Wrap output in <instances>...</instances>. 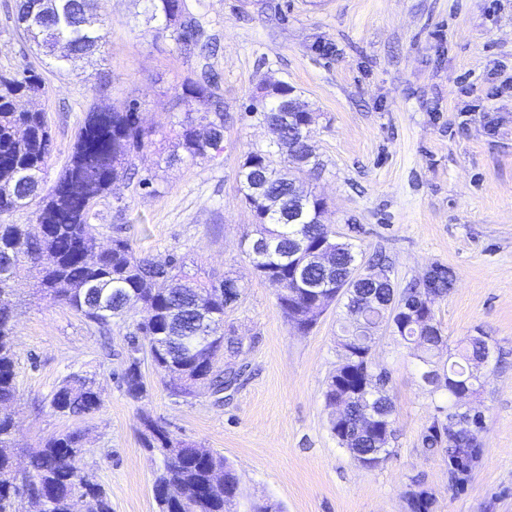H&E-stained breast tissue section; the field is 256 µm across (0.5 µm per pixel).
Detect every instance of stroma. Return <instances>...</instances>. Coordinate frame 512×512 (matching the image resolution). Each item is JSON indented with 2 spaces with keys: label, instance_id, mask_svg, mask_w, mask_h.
I'll list each match as a JSON object with an SVG mask.
<instances>
[{
  "label": "stroma",
  "instance_id": "1",
  "mask_svg": "<svg viewBox=\"0 0 512 512\" xmlns=\"http://www.w3.org/2000/svg\"><path fill=\"white\" fill-rule=\"evenodd\" d=\"M188 4L218 43L209 65L227 114L224 150L212 161L168 164L174 142L164 141L162 153L137 159V180L113 184L94 222L101 242L124 224L139 254L161 263L175 254L188 274L237 279L241 297L224 321L245 337L241 359L252 377L221 403L206 389L177 398L145 356L147 391L133 397L122 382L132 319L114 320L104 336L68 306L34 297L15 328L19 445L81 430V466L104 487L112 512H159L152 484L162 458L142 446L145 416L224 456L240 480L238 512L267 501L284 512H408L405 493L416 483L431 494V512H512V0ZM142 9L141 0H104L105 42L73 77L31 54L14 0H0V73L27 63L45 82L44 95L18 106L48 116L49 178L103 100L98 73L110 81L104 99L118 109L137 100L144 125L179 114L174 87L198 62L162 38ZM264 79L287 82L312 114L311 146L323 169L303 179L327 202L324 222L363 258L386 256L395 291L432 264L450 268L455 284L433 306L438 327L452 346L466 336L490 340L479 367L485 389L472 401L484 417L482 459L463 488L451 482L447 456L422 447L446 397L422 382L409 349L388 332H379L373 357L391 373V455L363 468L330 432L323 391L338 361L340 310L330 307L309 333L295 331L277 286L255 273L240 245L253 214L239 192V166L270 138L248 112ZM144 177L146 189L137 184ZM74 375L102 391L92 415L50 407Z\"/></svg>",
  "mask_w": 512,
  "mask_h": 512
}]
</instances>
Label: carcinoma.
<instances>
[{"instance_id":"cac0c4a2","label":"carcinoma","mask_w":512,"mask_h":512,"mask_svg":"<svg viewBox=\"0 0 512 512\" xmlns=\"http://www.w3.org/2000/svg\"><path fill=\"white\" fill-rule=\"evenodd\" d=\"M144 13L158 23L159 34L169 38L189 57L200 61L213 52L212 38L204 34L202 21L181 25L175 9L181 0H143ZM100 0H16V27L35 55L54 59L55 68L65 72L72 59L89 54L103 40L98 16ZM214 80L206 65L185 77L175 87L177 101H190L196 108L172 123L177 147L166 162L196 164L210 161L223 150L224 99L213 90ZM42 77L25 66L14 73L0 74V512H22L25 500L41 499L47 512H74L77 499L88 503L87 512H112L102 486L88 479L79 465L82 435L69 431L47 440L27 452L26 471L14 467L17 456V423L12 413L17 401L16 336L17 305L4 297L18 298L25 288L18 272L25 268L38 284L45 299L60 302L85 320L108 330L115 318L140 311L135 332L128 341L129 364L123 373L127 392L138 397L146 392L140 371L138 337L155 336V371L171 395L192 397L206 385L216 393L235 389L242 383L243 370L235 359L245 348L244 338L224 328L227 308L225 290L240 296L237 280L189 277L183 273V258L171 256L160 264L136 252L124 228H113L108 246H101L92 218L98 202L112 190V184L135 175V159L155 143L158 128L143 124L137 101L122 109L104 106L87 113L73 146L71 157L53 182L46 179L53 140L46 113L22 111L17 102L42 94ZM289 94L293 112L275 127L278 140L290 146L284 154L269 144L244 154L239 167L242 199L261 225L268 246L247 241V252L259 276L280 283L277 303L293 327L307 332L324 311L340 303L346 314L356 316V325L341 326L336 347L341 360L328 376L324 397L333 406H345L347 429L332 417L331 434L365 468H376L391 450L394 430L364 426L374 412L394 424V402L388 393L377 395L365 388L374 381L387 388L388 371L366 357L382 325L391 328L407 347L414 350L420 376L436 373L434 387L448 392V414L463 397L480 395L484 384L470 367L489 358L490 348L483 336H469L448 352V363L434 361L447 345L439 328L404 315L392 316L389 302L394 289L384 281L351 279L357 263L358 246L336 238L323 222L325 200L309 190L303 209H298L296 187L299 175L317 170L320 162L308 153L312 130L309 109L294 95L293 87L282 82L262 83L252 96L249 113L263 122L276 119L277 100ZM34 207L32 223L10 224L1 216ZM312 250L331 246V265L307 264L295 276L288 255L298 244ZM430 282L420 279L398 294L402 302H413L429 291L430 303L444 299L453 288L454 276L442 265L433 266ZM219 351L227 361L220 370L213 364ZM101 390L91 378L65 380L51 398L54 412L65 416H87L99 410ZM142 445L149 453L163 456L156 471L155 485L159 512H233L234 504L224 501V488L241 496L240 482L223 456L209 448H198L174 438L153 419L142 421ZM483 419L434 418L422 438L424 450L448 455L454 483H463L479 461V434ZM222 467L225 485L212 484V472ZM409 512H430L432 497L421 487L407 492Z\"/></svg>"}]
</instances>
